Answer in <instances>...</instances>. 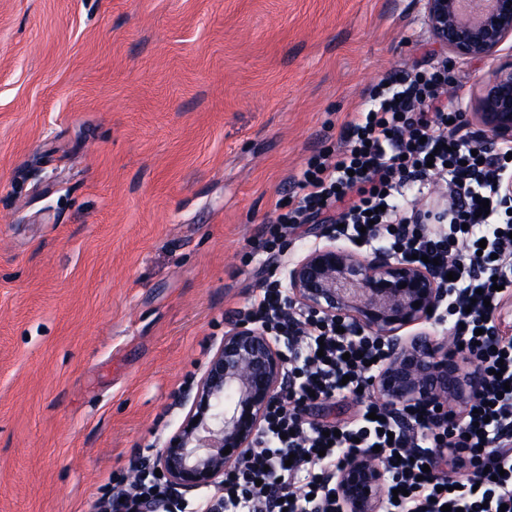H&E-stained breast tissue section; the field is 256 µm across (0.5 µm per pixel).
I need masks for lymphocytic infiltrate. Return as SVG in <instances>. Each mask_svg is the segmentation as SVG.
I'll list each match as a JSON object with an SVG mask.
<instances>
[{"label":"lymphocytic infiltrate","instance_id":"lymphocytic-infiltrate-1","mask_svg":"<svg viewBox=\"0 0 512 512\" xmlns=\"http://www.w3.org/2000/svg\"><path fill=\"white\" fill-rule=\"evenodd\" d=\"M448 81L447 70L423 68L375 84L343 126L342 147L306 160L296 201L262 247L281 249L300 225L335 210L337 236L359 251L406 262L428 256L442 290L435 326L480 372V390L453 409L392 406L373 390L388 359L386 338L288 303L271 281L248 314L288 351L286 391L258 444L231 467L223 494L201 499L195 512H341L336 473L355 450L374 455L387 490L400 493L386 498L383 512H512V336L496 324L512 295V209L499 190L500 176H512V143L483 150L449 107ZM437 186L449 207L429 224L415 198ZM339 396L359 405L354 421L306 419L313 402Z\"/></svg>","mask_w":512,"mask_h":512}]
</instances>
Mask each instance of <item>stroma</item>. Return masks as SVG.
<instances>
[{"label": "stroma", "instance_id": "35a3bbf8", "mask_svg": "<svg viewBox=\"0 0 512 512\" xmlns=\"http://www.w3.org/2000/svg\"><path fill=\"white\" fill-rule=\"evenodd\" d=\"M455 60L418 0H0V512H91L161 448L267 272L293 176L384 77Z\"/></svg>", "mask_w": 512, "mask_h": 512}]
</instances>
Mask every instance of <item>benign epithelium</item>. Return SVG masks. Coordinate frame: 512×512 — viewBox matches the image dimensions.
<instances>
[{
	"label": "benign epithelium",
	"mask_w": 512,
	"mask_h": 512,
	"mask_svg": "<svg viewBox=\"0 0 512 512\" xmlns=\"http://www.w3.org/2000/svg\"><path fill=\"white\" fill-rule=\"evenodd\" d=\"M435 42L458 59H497L512 40V0H419ZM470 120L489 151L512 141V57L483 78ZM287 297L389 340V358L375 379L378 394L397 405L457 403L478 387L460 358L432 333L404 330L427 322L442 289L420 267L380 252L365 255L329 237L288 268ZM419 306H414V302ZM286 387L281 340L250 319L229 324L195 392L182 394L185 414L147 463L174 493L223 487L224 471L257 442L273 400ZM229 454H224L225 449ZM381 464L360 452L336 473L342 512H379Z\"/></svg>",
	"instance_id": "7a95c632"
}]
</instances>
